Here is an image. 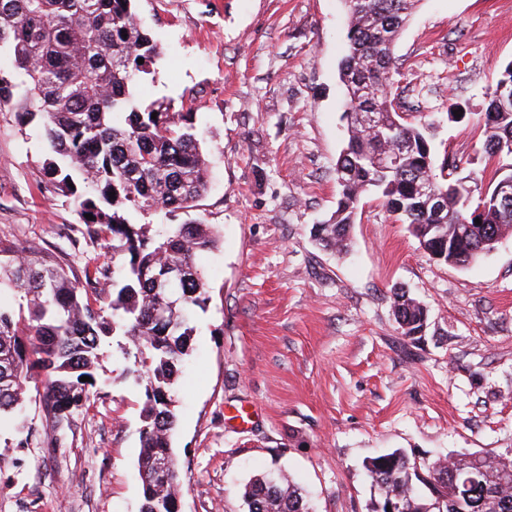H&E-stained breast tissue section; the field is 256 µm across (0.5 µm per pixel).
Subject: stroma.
<instances>
[{
	"instance_id": "35a3bbf8",
	"label": "stroma",
	"mask_w": 512,
	"mask_h": 512,
	"mask_svg": "<svg viewBox=\"0 0 512 512\" xmlns=\"http://www.w3.org/2000/svg\"><path fill=\"white\" fill-rule=\"evenodd\" d=\"M160 54L138 100L189 112L209 160L187 212L133 214L149 235L198 220L217 245L199 257L207 301L170 395L182 512H244L260 473L285 474L313 512H370L366 460L393 450L428 462L512 449V234L479 263L431 259L382 201L359 202L345 253L312 227L336 209L346 142L339 67L341 0H134ZM392 95L422 126L436 162L494 186L479 118L512 61V0H417L394 47ZM36 124L0 110V239L32 240L79 260L92 251L73 205L49 189ZM423 303L403 335L396 292ZM90 401L65 447L30 396L25 447L0 440V512H139L146 376L116 341L93 371ZM256 408L245 428L228 422Z\"/></svg>"
}]
</instances>
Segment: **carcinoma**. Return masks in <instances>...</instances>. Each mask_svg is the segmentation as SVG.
<instances>
[{
	"instance_id": "obj_1",
	"label": "carcinoma",
	"mask_w": 512,
	"mask_h": 512,
	"mask_svg": "<svg viewBox=\"0 0 512 512\" xmlns=\"http://www.w3.org/2000/svg\"><path fill=\"white\" fill-rule=\"evenodd\" d=\"M343 2L348 52L339 80L351 116L335 168L342 197L315 240L327 251L347 248L354 204L373 193L429 256L457 267L477 262L512 231V206L501 205L494 190L479 202L481 210L464 206L445 174L456 162H443L435 173L423 129L405 122L391 99L393 45L417 0ZM2 54L12 70L0 71V108L16 102L23 125L39 120L47 184L71 201L91 243L112 241L126 262L117 276L95 253L74 267L63 255L43 254L38 242L0 240V293L19 297L16 310L0 302V431L21 412L31 382L41 384L45 420L60 432L70 427L95 386L80 377H93L105 339L121 336L125 354L149 379L139 430L140 512H181L168 389L188 355L196 309L206 301L196 258L216 239L195 223L151 238L130 214L171 215L194 207L206 191L207 159L191 113L177 121L153 105H135L133 86L157 47L132 0H0ZM368 113L378 115L377 128L365 125ZM484 115L486 154L510 159L512 168V61L488 94ZM391 153L402 155L399 165H375L376 156ZM171 268L182 280L163 288L158 279ZM394 308L403 335L422 332L428 311L420 302L397 292ZM161 460L169 467L160 473ZM366 470L378 492L372 512H385L388 500L401 512H512V450L454 457L449 465L412 463L395 450ZM473 473L479 481L465 485ZM243 501L245 512H310L286 476L255 479Z\"/></svg>"
}]
</instances>
